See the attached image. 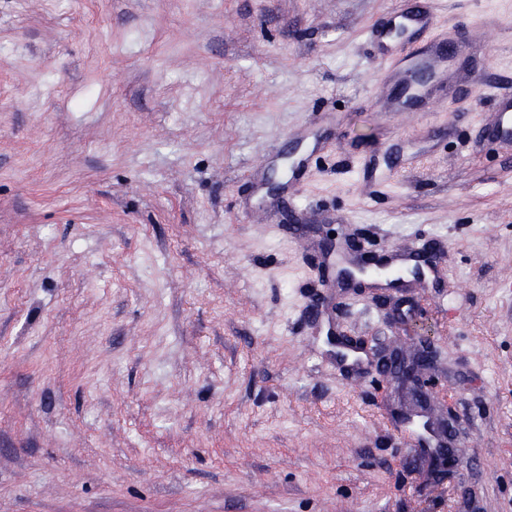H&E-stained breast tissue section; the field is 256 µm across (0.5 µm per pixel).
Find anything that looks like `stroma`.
Wrapping results in <instances>:
<instances>
[{"instance_id":"1","label":"stroma","mask_w":512,"mask_h":512,"mask_svg":"<svg viewBox=\"0 0 512 512\" xmlns=\"http://www.w3.org/2000/svg\"><path fill=\"white\" fill-rule=\"evenodd\" d=\"M400 4L0 0V512H512V0H429L471 92L410 115L364 35ZM329 231L438 274L357 294ZM403 296L463 452L438 485L375 367ZM494 98L498 120L491 135L502 141H512V95L490 93Z\"/></svg>"}]
</instances>
